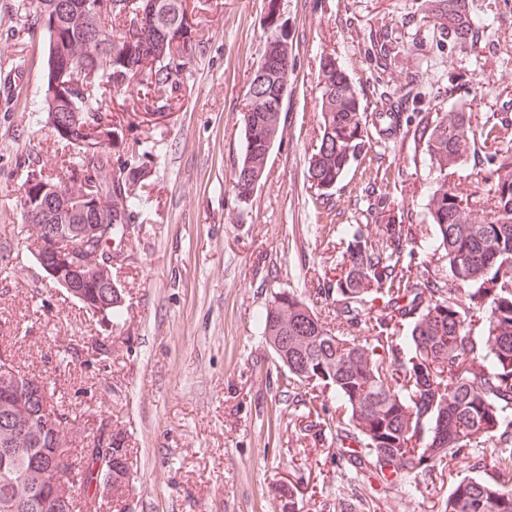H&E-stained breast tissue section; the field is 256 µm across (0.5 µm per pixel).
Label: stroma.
I'll return each mask as SVG.
<instances>
[{"label": "stroma", "instance_id": "1", "mask_svg": "<svg viewBox=\"0 0 512 512\" xmlns=\"http://www.w3.org/2000/svg\"><path fill=\"white\" fill-rule=\"evenodd\" d=\"M266 0H187L202 43L184 72L185 97L172 114L148 120L136 95L110 103L124 139L106 176L144 172L124 251L112 267L123 315L105 327L54 283L28 245L19 193L22 161L55 168L68 151L39 110L47 34L31 25L21 0H0V356L43 377L70 418L66 441L91 444L101 425L119 431L133 490L124 512H440L448 484L411 491L359 486L330 436L304 435L307 422L331 423L340 403L330 389L287 384L263 338L272 294L301 293L328 326L336 303L320 290L344 268L345 225L382 238L386 195L418 234L402 260L437 281L461 286L437 260L429 196L468 184L489 151L464 140L459 159L439 164L405 136L369 130L365 148L337 183L327 218L307 179L320 141V60L332 55L361 98L360 117L381 100L404 113L428 112L451 124L460 113L497 115L493 135L512 147V0H468L479 34L454 44L435 17L436 0H281L293 34L282 139L269 154L251 200L232 177L243 148V99L262 56ZM391 49L379 63L374 47Z\"/></svg>", "mask_w": 512, "mask_h": 512}]
</instances>
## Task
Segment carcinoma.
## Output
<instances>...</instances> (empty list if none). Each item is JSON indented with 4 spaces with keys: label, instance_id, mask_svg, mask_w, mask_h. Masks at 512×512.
<instances>
[{
    "label": "carcinoma",
    "instance_id": "obj_1",
    "mask_svg": "<svg viewBox=\"0 0 512 512\" xmlns=\"http://www.w3.org/2000/svg\"><path fill=\"white\" fill-rule=\"evenodd\" d=\"M83 0H30L33 24L45 26L48 39L62 45L66 62L56 73L45 69L44 91L52 81L64 84L71 103L91 113L86 125L73 124L56 132L70 146L61 176L26 169L24 182L37 178L58 186L60 200L33 213L30 222L61 226L78 236L93 232L91 214L79 202L83 186L96 188L102 216L112 218V241L121 245L131 213L148 200L131 195L124 180L110 182L98 172L111 162L105 137L123 139L121 124L113 119L107 97L112 92L165 88L175 94L186 65L199 52L200 42L187 0H94L92 17L82 14ZM440 17L448 21L447 35L457 44L473 42L479 31L467 0H440ZM59 14L57 29L47 21ZM270 38L266 49L281 53L277 70L263 75L266 88L279 92L286 85L289 62L288 20L279 0H267L265 17ZM320 145L308 162V178L320 195L329 197L349 164L364 148V129L355 119L360 101L351 90L348 73L336 59L321 61ZM245 148L234 169L235 195L247 201L263 174V163L279 131L281 105L273 112H253L245 104ZM391 136L405 131L429 156L458 153L467 136L486 143L493 127L472 123V113L452 127L436 125L427 115L414 125H402L396 113ZM483 207L489 214L468 219L463 204L469 194L457 187L436 191L427 212L436 233L435 251L461 282L463 293L447 298L437 285L414 276L400 263V254L414 238V227L388 216L383 244L368 240L361 229L348 230L340 242L348 257L346 271L324 289L336 295V330L326 327L313 307L293 293L271 296L263 316L266 338L297 337L303 349L280 353L277 366L302 384L332 388L346 409L345 419L333 429L341 458L362 481L384 485L401 483L410 475L423 483L443 476L450 462L491 439L508 457L495 474L466 477L448 494L443 512H512V148H499ZM83 176L84 183L74 181ZM111 272L98 267L79 278L82 293L102 294ZM369 324L370 353L362 352L345 328ZM488 361L476 371L475 360ZM0 372V449H12L7 467H0V512H52L42 500L46 485L60 481L83 489L84 507L112 512L129 491L127 449L112 435V498L89 493L93 474L92 449L61 452L64 433L42 413L53 405L54 392L42 380L35 386ZM356 443L351 448L345 442Z\"/></svg>",
    "mask_w": 512,
    "mask_h": 512
}]
</instances>
